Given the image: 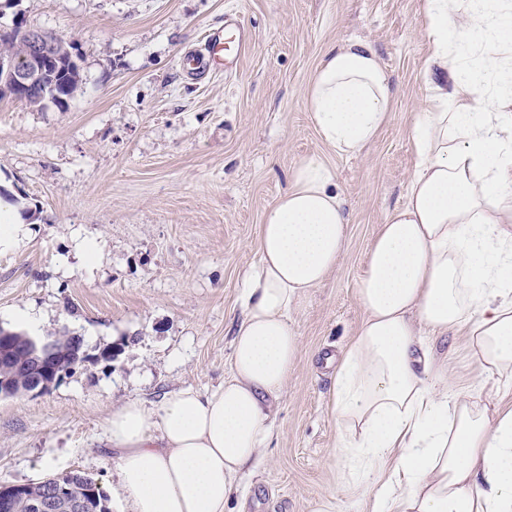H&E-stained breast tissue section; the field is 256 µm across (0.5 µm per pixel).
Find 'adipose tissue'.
<instances>
[{"label": "adipose tissue", "mask_w": 512, "mask_h": 512, "mask_svg": "<svg viewBox=\"0 0 512 512\" xmlns=\"http://www.w3.org/2000/svg\"><path fill=\"white\" fill-rule=\"evenodd\" d=\"M422 23L448 84L414 115L407 201L370 246L366 317L336 363L332 455L359 460L366 512H512V0H423ZM306 102L321 142L356 156L394 98L355 41L324 54ZM347 224L333 169L304 159L259 228L223 385L106 419L129 512H224L269 442L298 349L291 315L335 269ZM458 334L490 401L455 387L426 342Z\"/></svg>", "instance_id": "ef3b65f1"}]
</instances>
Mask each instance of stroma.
Here are the masks:
<instances>
[{"mask_svg":"<svg viewBox=\"0 0 512 512\" xmlns=\"http://www.w3.org/2000/svg\"><path fill=\"white\" fill-rule=\"evenodd\" d=\"M422 0H0V17L70 39L80 94L65 107L0 98V209L36 208L21 241L0 251V326L40 316L43 332L81 335L88 362L45 394L0 398V481L73 471L125 512L105 434L112 408H158L182 389L208 392L231 371L245 274L269 207L312 155L336 172L348 241L335 270L291 319L299 350L272 435L225 512H362L333 500L349 482L330 467L340 430L335 368L362 322L357 298L371 242L407 200L411 124L426 97ZM234 17L251 31L235 70L188 66ZM369 45L390 76L389 124L361 155L321 143L305 90L324 53ZM96 263L84 264L83 245ZM77 314H69L67 304ZM448 374L478 386L464 338L433 341ZM107 347L114 361L100 360Z\"/></svg>","mask_w":512,"mask_h":512,"instance_id":"35a3bbf8","label":"stroma"}]
</instances>
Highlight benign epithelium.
I'll list each match as a JSON object with an SVG mask.
<instances>
[{"label":"benign epithelium","mask_w":512,"mask_h":512,"mask_svg":"<svg viewBox=\"0 0 512 512\" xmlns=\"http://www.w3.org/2000/svg\"><path fill=\"white\" fill-rule=\"evenodd\" d=\"M12 41L25 44L26 51L19 57L0 56V94L39 103L45 96L46 83L52 79V70L66 64L72 71L77 64L74 43L28 28L18 16L9 23L0 21V43ZM46 349L43 356L33 358L34 377L17 394H43L51 387L49 378L54 373V364L66 349L50 343L46 344ZM13 350L12 333L0 329L1 365L13 358ZM20 497L28 501L32 512H96L94 504L87 499L73 494L64 496V490L51 478L0 484V512H14L15 502Z\"/></svg>","instance_id":"7a95c632"}]
</instances>
